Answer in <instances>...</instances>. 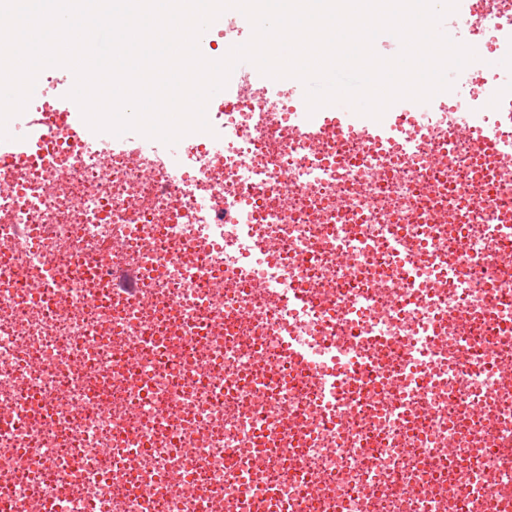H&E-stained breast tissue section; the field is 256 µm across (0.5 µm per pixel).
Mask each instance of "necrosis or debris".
<instances>
[{"mask_svg":"<svg viewBox=\"0 0 512 512\" xmlns=\"http://www.w3.org/2000/svg\"><path fill=\"white\" fill-rule=\"evenodd\" d=\"M292 106L245 92L172 154L30 104L46 132L0 156V512H512V156L310 150Z\"/></svg>","mask_w":512,"mask_h":512,"instance_id":"obj_1","label":"necrosis or debris"}]
</instances>
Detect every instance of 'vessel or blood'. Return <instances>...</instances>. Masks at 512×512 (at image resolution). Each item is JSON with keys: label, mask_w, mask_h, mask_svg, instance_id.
Returning a JSON list of instances; mask_svg holds the SVG:
<instances>
[{"label": "vessel or blood", "mask_w": 512, "mask_h": 512, "mask_svg": "<svg viewBox=\"0 0 512 512\" xmlns=\"http://www.w3.org/2000/svg\"><path fill=\"white\" fill-rule=\"evenodd\" d=\"M495 29L498 47L486 54L482 63L493 77L482 92H475L469 69H462L457 72L450 90L434 95L428 102L402 99L393 103L387 110V121L382 126L341 104L333 105L321 117L310 116L304 98L305 86L299 79L288 77L280 81L266 77L249 62L235 67L220 96L231 99L245 82L264 84L267 95L272 98L278 95L280 85L293 87L297 94L292 112L295 130L300 140L309 147L319 143L324 127L329 124L341 133L361 131L366 142L379 144L395 138L401 122L407 120L423 137L439 130L445 123H452L454 130L464 134L475 151L497 152L501 149V128L512 129V71L507 73L501 68L503 62L512 59V15L498 17ZM452 103L457 104V112H449L448 106Z\"/></svg>", "instance_id": "b4317fda"}]
</instances>
